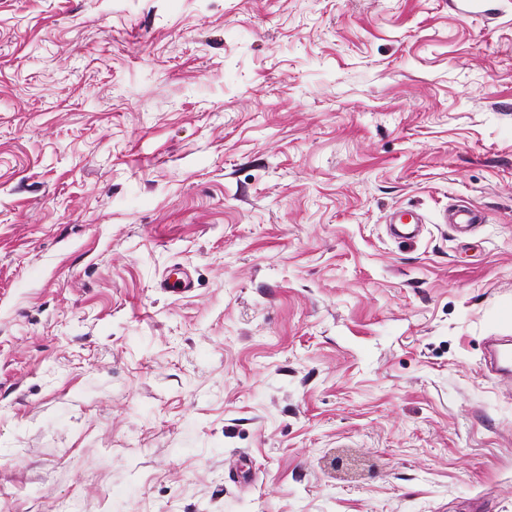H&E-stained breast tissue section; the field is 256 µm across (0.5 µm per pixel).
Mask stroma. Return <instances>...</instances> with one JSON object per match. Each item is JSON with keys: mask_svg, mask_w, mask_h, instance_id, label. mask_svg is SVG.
I'll use <instances>...</instances> for the list:
<instances>
[{"mask_svg": "<svg viewBox=\"0 0 512 512\" xmlns=\"http://www.w3.org/2000/svg\"><path fill=\"white\" fill-rule=\"evenodd\" d=\"M493 336L512 0H0V512H512ZM445 224H453L461 230H470L483 220L482 213L472 206L452 205L443 215Z\"/></svg>", "mask_w": 512, "mask_h": 512, "instance_id": "stroma-1", "label": "stroma"}]
</instances>
